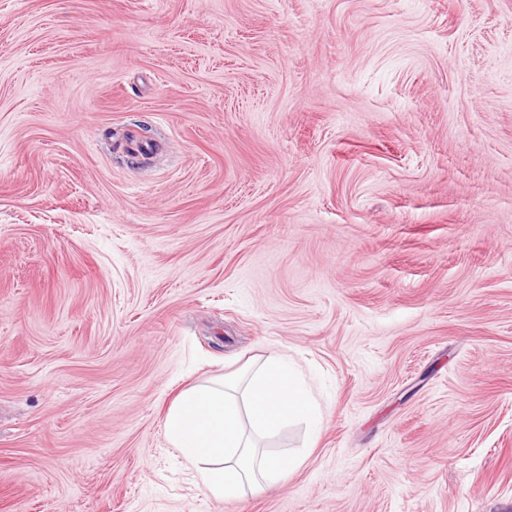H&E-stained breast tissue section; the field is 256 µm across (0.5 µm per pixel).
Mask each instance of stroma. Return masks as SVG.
<instances>
[{
  "label": "stroma",
  "mask_w": 512,
  "mask_h": 512,
  "mask_svg": "<svg viewBox=\"0 0 512 512\" xmlns=\"http://www.w3.org/2000/svg\"><path fill=\"white\" fill-rule=\"evenodd\" d=\"M273 353L214 499L165 416ZM0 512H512V0H0ZM298 420L314 432L322 413L288 357L273 354L249 372L184 390L165 430L171 446L196 467L203 488L228 500L246 490H272L302 466V455L271 456L257 444Z\"/></svg>",
  "instance_id": "35a3bbf8"
}]
</instances>
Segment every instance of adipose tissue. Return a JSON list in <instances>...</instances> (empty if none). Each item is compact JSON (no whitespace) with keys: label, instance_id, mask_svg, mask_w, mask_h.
<instances>
[{"label":"adipose tissue","instance_id":"adipose-tissue-1","mask_svg":"<svg viewBox=\"0 0 512 512\" xmlns=\"http://www.w3.org/2000/svg\"><path fill=\"white\" fill-rule=\"evenodd\" d=\"M322 421L309 387L286 356L273 354L257 368L184 390L165 421L168 440L198 471L203 488L228 500L276 488L304 458L271 456L257 441L287 423Z\"/></svg>","mask_w":512,"mask_h":512}]
</instances>
